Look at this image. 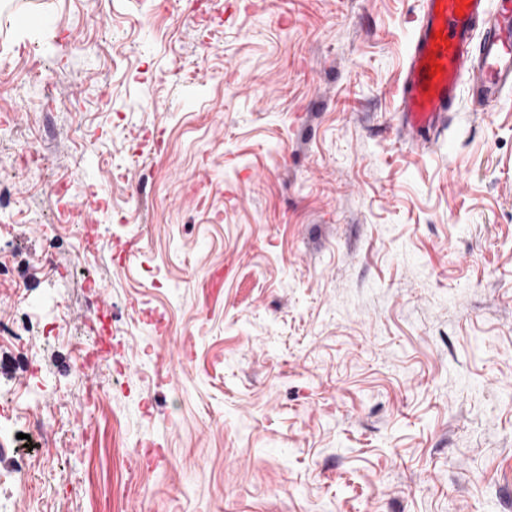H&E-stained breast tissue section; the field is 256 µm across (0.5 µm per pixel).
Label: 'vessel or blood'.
Returning a JSON list of instances; mask_svg holds the SVG:
<instances>
[{"label": "vessel or blood", "mask_w": 512, "mask_h": 512, "mask_svg": "<svg viewBox=\"0 0 512 512\" xmlns=\"http://www.w3.org/2000/svg\"><path fill=\"white\" fill-rule=\"evenodd\" d=\"M403 83L411 146L441 125L460 95L493 108L512 92V0H420Z\"/></svg>", "instance_id": "1"}]
</instances>
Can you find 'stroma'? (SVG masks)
<instances>
[{"label":"stroma","instance_id":"obj_1","mask_svg":"<svg viewBox=\"0 0 512 512\" xmlns=\"http://www.w3.org/2000/svg\"><path fill=\"white\" fill-rule=\"evenodd\" d=\"M418 10L0 0V512H512V93L406 145Z\"/></svg>","mask_w":512,"mask_h":512}]
</instances>
